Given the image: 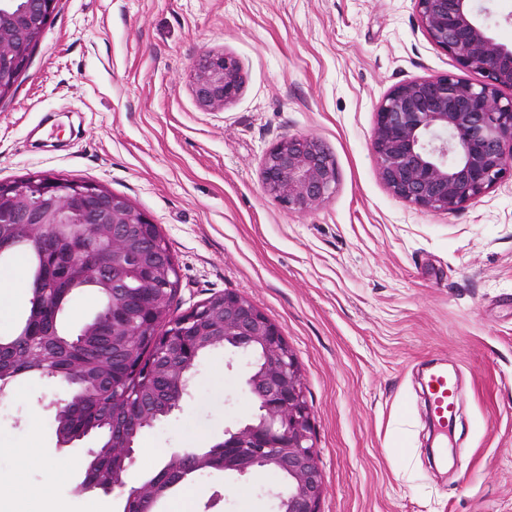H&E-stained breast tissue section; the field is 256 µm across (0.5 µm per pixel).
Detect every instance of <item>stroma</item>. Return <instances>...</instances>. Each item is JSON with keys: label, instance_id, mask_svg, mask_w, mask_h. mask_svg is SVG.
Instances as JSON below:
<instances>
[{"label": "stroma", "instance_id": "obj_1", "mask_svg": "<svg viewBox=\"0 0 512 512\" xmlns=\"http://www.w3.org/2000/svg\"><path fill=\"white\" fill-rule=\"evenodd\" d=\"M204 51L228 52L244 88L205 111ZM414 0H59L12 96L0 102V182L61 176L104 186L157 224L179 276L180 315L233 291L280 330L303 374L324 479L320 512H512V176L456 212L393 196L370 147L399 82L458 73ZM309 134L336 190L288 210L261 188L262 158ZM14 262L0 337L31 296ZM460 377L446 440L418 369ZM244 355L200 360L182 411L145 428L124 476L137 487L165 451L222 441L255 407ZM59 387L17 376L0 393V512H123L124 493L81 492L89 436L56 434ZM68 465L56 478L51 465ZM277 475L191 474L155 512H276Z\"/></svg>", "mask_w": 512, "mask_h": 512}]
</instances>
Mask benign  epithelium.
Wrapping results in <instances>:
<instances>
[{
  "label": "benign epithelium",
  "instance_id": "7a95c632",
  "mask_svg": "<svg viewBox=\"0 0 512 512\" xmlns=\"http://www.w3.org/2000/svg\"><path fill=\"white\" fill-rule=\"evenodd\" d=\"M27 28L0 23V60L25 67L31 47L40 41L42 21L56 0H23ZM419 24L429 40L449 54L463 72H475L474 83L445 74L407 80L380 101L371 136L378 171L396 197L429 211L455 212L476 200L506 175H512V46L497 41L485 19L490 13L476 0H414ZM244 84L237 58L206 51L193 64L192 91L204 110L222 109L235 101ZM261 188L281 206L307 212L336 189L337 169L321 140L306 134L283 138L266 151ZM150 219L106 188L67 178L32 177L0 183V228L13 225L37 249L53 252L60 276L76 283L86 278L105 285L107 315L86 327L89 336H121L124 350L146 344L156 364L143 368L149 377L163 376L175 387L169 411L181 408L197 367V354L231 344L234 351L259 356L251 364L246 386L257 413L235 430L228 429L218 447L224 455L175 453L173 483L211 468L239 477L274 469L288 478V493L278 492V512H320L322 470L313 442V422L303 379L293 352L278 328L249 300L232 291L206 300L171 319L167 331H154L149 298L171 289L176 266L151 236L134 239L129 225ZM60 224H73V246L57 250ZM147 284L133 294L130 283ZM60 344L55 326L35 330L23 359L42 346ZM84 390L55 402L67 417L80 413ZM126 396L140 414L120 424L137 435L157 416L135 392ZM134 442L112 449V474L87 471L85 489L112 491L134 462ZM137 512H153L159 502L147 484L128 492Z\"/></svg>",
  "mask_w": 512,
  "mask_h": 512
}]
</instances>
